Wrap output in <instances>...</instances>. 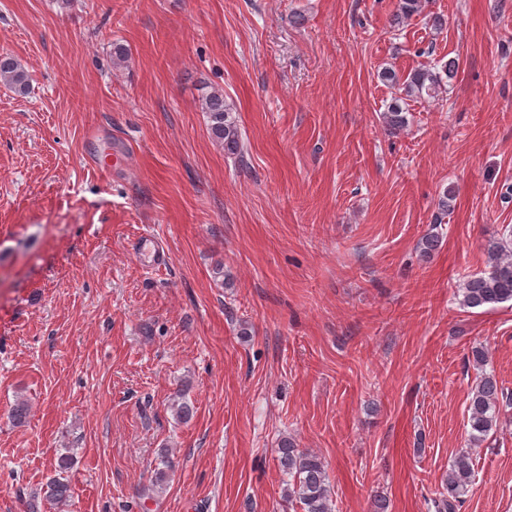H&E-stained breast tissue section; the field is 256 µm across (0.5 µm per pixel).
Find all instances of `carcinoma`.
Segmentation results:
<instances>
[{
	"label": "carcinoma",
	"mask_w": 512,
	"mask_h": 512,
	"mask_svg": "<svg viewBox=\"0 0 512 512\" xmlns=\"http://www.w3.org/2000/svg\"><path fill=\"white\" fill-rule=\"evenodd\" d=\"M422 0H398L392 23L396 26L420 13ZM459 62L455 57L438 61V64L418 69L406 77L395 70L386 69L380 74L383 82L396 86L407 97L436 93L446 82L458 74ZM0 83L25 94L29 90V74L11 55H0ZM397 97L387 106L383 118L387 130L397 133L408 123L404 108ZM208 130L214 142L224 147L230 155L244 154V142L240 127L233 116V105L224 99V93L213 91L202 99ZM484 250L487 269L468 276L462 288L461 304L466 308L480 309L512 302V228L504 229L490 237ZM471 358L479 375L471 387L467 405L469 441L478 445L494 435L502 424L501 407L512 403V396L499 386L494 374L488 373V351L482 345L471 348ZM277 460L282 471L291 477L286 488V498L300 504L302 512H331V492L326 465L317 454L296 448L284 441L277 449ZM474 475L473 458L469 451L461 450L453 458L448 469L442 492L432 500L435 512H458L461 496L466 492Z\"/></svg>",
	"instance_id": "cac0c4a2"
}]
</instances>
